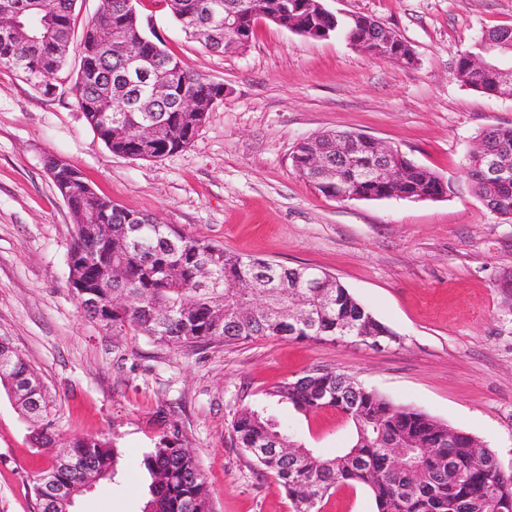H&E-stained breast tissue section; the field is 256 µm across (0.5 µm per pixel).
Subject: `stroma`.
Listing matches in <instances>:
<instances>
[{
  "mask_svg": "<svg viewBox=\"0 0 512 512\" xmlns=\"http://www.w3.org/2000/svg\"><path fill=\"white\" fill-rule=\"evenodd\" d=\"M341 16L395 30L418 61L367 56L340 35L313 39L258 23L246 50L209 52L163 0H135L140 24L189 72L223 84L191 142L142 160L113 155L67 86L35 91L0 70V338L40 377L58 441L107 436L113 480L74 512H142V460L178 423L206 474L214 512H293L274 477L236 445L232 422L272 387L317 368L359 380L491 449L512 474V218L474 193L465 164L479 133L512 126V98L454 77L483 32L512 26V0H325ZM363 133L447 185L436 200L339 201L293 167L303 140ZM75 165L100 194L224 249L333 276L393 330L390 347L256 338L195 350L115 336L86 317L68 285L73 215L46 168ZM288 432L325 454L354 425L327 409L281 405ZM53 450L34 447L0 391V512H35L33 480Z\"/></svg>",
  "mask_w": 512,
  "mask_h": 512,
  "instance_id": "stroma-1",
  "label": "stroma"
}]
</instances>
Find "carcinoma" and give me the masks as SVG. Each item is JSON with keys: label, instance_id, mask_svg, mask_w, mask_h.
<instances>
[{"label": "carcinoma", "instance_id": "1", "mask_svg": "<svg viewBox=\"0 0 512 512\" xmlns=\"http://www.w3.org/2000/svg\"><path fill=\"white\" fill-rule=\"evenodd\" d=\"M76 0H56L54 11H43L40 0H0V17L14 20L12 33L0 30V69L22 75L39 92L54 93L67 68L71 51L79 58L72 94L83 115L106 147L114 154L153 159L173 153L190 143L205 112H182L179 101L193 97L211 102L220 84L183 69L160 43L145 35L133 6L134 0H107L102 10L84 25L74 41ZM224 0H166L173 17L186 34L213 50L202 22L215 4ZM310 0H288L280 15L288 26L296 18L303 25L341 34L360 52L386 56L378 50L379 35L367 24L331 18L310 8ZM482 54L479 42L465 49L457 62V81L489 96L498 87L476 76L469 60ZM152 57L157 76L169 83L166 97L149 101L151 78L128 74L139 57ZM124 119L120 133L109 132L108 116ZM151 119L159 133L152 152L142 149L140 126ZM488 154L506 153L512 158V126H492L478 135ZM321 153L331 166L342 167V188L352 195L387 197L389 187L371 183L366 170L372 151L361 142L354 158L336 156V131H324L300 143L293 162L297 172L327 197L336 196V184L323 183L310 158ZM485 158L469 155L466 169L475 194H495L499 213L512 216V178L495 187L479 177ZM435 173L405 160L403 192L437 189ZM52 183L61 197L69 198L75 235L68 253V283L83 282L95 294L97 304L84 308L86 315L114 336H145L155 343L195 349L211 344H231L258 337H280L331 343L370 345L371 337L383 336L394 343L396 334L377 321L336 277L322 273L321 288H305L315 272L307 266L287 267L242 256L152 216L125 209L97 194L69 163L55 172ZM108 224L112 243L93 241L85 225ZM208 267L220 288L200 287L201 271ZM344 374L315 369L280 383L266 393L267 404L246 407L236 415L232 428L238 447L251 456L285 490L294 512H319L322 500L340 486H360L371 493L376 512H501L500 497L488 485L486 470L495 455L475 438L465 437L452 448L439 449L433 457L425 448L409 444L429 439L442 424L425 412L396 404L365 386L350 392L355 404L336 399V383ZM0 387L14 391L12 400L28 424L33 441L53 445L54 420L40 378L5 340L0 341ZM288 404L299 412L332 408L346 412L355 427L352 443L334 455H326L294 439L269 412V406ZM400 444L403 461L419 471L415 479L389 463L386 439ZM116 449L107 438L74 437L57 448L54 463L34 481L37 512H72L74 504L44 506L50 486H74L82 481L77 467H89L97 480L116 475ZM143 465L151 482L150 498L143 512H213V504L201 464L181 438L178 424L162 432Z\"/></svg>", "mask_w": 512, "mask_h": 512}]
</instances>
